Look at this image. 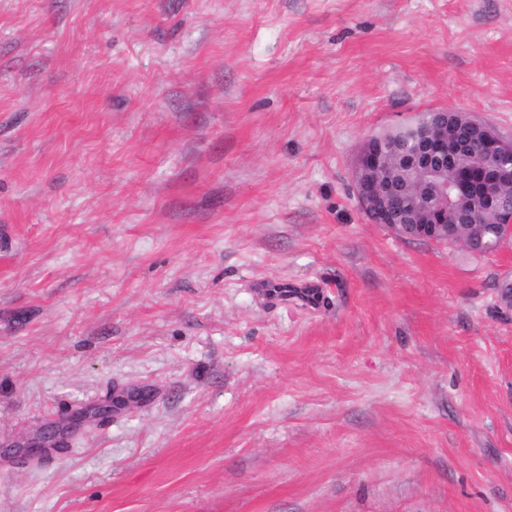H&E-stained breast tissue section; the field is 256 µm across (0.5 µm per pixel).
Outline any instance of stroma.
<instances>
[{"label": "stroma", "instance_id": "obj_1", "mask_svg": "<svg viewBox=\"0 0 512 512\" xmlns=\"http://www.w3.org/2000/svg\"><path fill=\"white\" fill-rule=\"evenodd\" d=\"M435 109L512 139V0H0V512H512V247L353 193Z\"/></svg>", "mask_w": 512, "mask_h": 512}]
</instances>
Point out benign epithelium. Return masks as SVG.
Listing matches in <instances>:
<instances>
[{"mask_svg":"<svg viewBox=\"0 0 512 512\" xmlns=\"http://www.w3.org/2000/svg\"><path fill=\"white\" fill-rule=\"evenodd\" d=\"M482 132L484 153L465 170L476 176V193L481 196V208L501 215L505 208L499 190L512 186V166L496 162L498 157L512 155V140L504 138L492 125L478 122L460 111L435 113L425 127L413 132L414 149L399 154L384 141L369 137L357 155L353 181L359 206L370 212L376 223L385 224L396 233L414 229L416 235L430 239L448 234V171L459 169L461 124ZM416 176V190L403 187L401 171ZM62 432L55 427L42 429L30 444L32 452L55 448Z\"/></svg>","mask_w":512,"mask_h":512,"instance_id":"1","label":"benign epithelium"}]
</instances>
